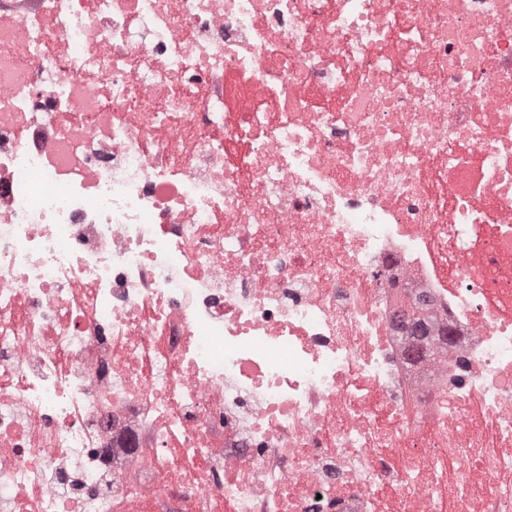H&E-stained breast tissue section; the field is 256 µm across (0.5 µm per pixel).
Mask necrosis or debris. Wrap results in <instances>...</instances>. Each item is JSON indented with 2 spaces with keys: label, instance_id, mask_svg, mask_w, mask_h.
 Wrapping results in <instances>:
<instances>
[{
  "label": "necrosis or debris",
  "instance_id": "4bbe7bcc",
  "mask_svg": "<svg viewBox=\"0 0 512 512\" xmlns=\"http://www.w3.org/2000/svg\"><path fill=\"white\" fill-rule=\"evenodd\" d=\"M0 60V512H512V0H0Z\"/></svg>",
  "mask_w": 512,
  "mask_h": 512
}]
</instances>
